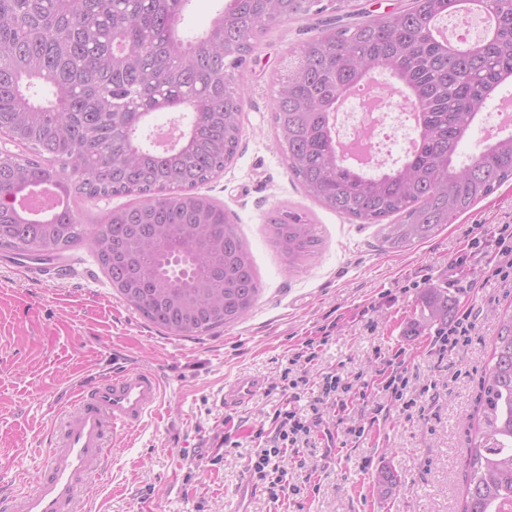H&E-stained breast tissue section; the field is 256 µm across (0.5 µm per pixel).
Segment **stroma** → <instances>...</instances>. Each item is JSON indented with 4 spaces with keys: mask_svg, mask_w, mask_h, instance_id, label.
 I'll return each instance as SVG.
<instances>
[{
    "mask_svg": "<svg viewBox=\"0 0 512 512\" xmlns=\"http://www.w3.org/2000/svg\"><path fill=\"white\" fill-rule=\"evenodd\" d=\"M324 19L273 26L241 71L245 99L235 160L198 191L234 217L262 291L241 321L202 336L168 333L117 295L89 245L67 252L63 280L24 279L0 257V474L23 476L24 489L51 446L54 429L81 384L110 375L115 358L156 370L159 410L112 447L92 479L80 512H234L237 485L260 426H271L286 401L282 372H305L310 388L325 374L367 381L368 402H355L331 429H362L346 448L287 458L299 501L272 502L256 490L250 512H461L468 473L463 452L478 423L481 379L492 366L495 311L512 309V282L494 279V248L472 243L481 227L493 236L512 225V181H506L455 223L403 254L385 252L374 224H360L306 195L275 146L271 102L289 50L318 34ZM309 215L321 240L300 269L287 270L265 226L269 210ZM439 285L455 312L474 309L467 343L438 352V329L423 322V294ZM313 346L309 363L294 357ZM400 354L418 397L435 384L436 403L402 410L383 388L385 362ZM241 376L262 386L246 406L224 413L220 389ZM239 447H225L226 426ZM402 479L384 494L378 468Z\"/></svg>",
    "mask_w": 512,
    "mask_h": 512,
    "instance_id": "1",
    "label": "stroma"
}]
</instances>
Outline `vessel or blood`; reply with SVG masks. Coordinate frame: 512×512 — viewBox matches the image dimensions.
<instances>
[{
	"label": "vessel or blood",
	"mask_w": 512,
	"mask_h": 512,
	"mask_svg": "<svg viewBox=\"0 0 512 512\" xmlns=\"http://www.w3.org/2000/svg\"><path fill=\"white\" fill-rule=\"evenodd\" d=\"M259 387L241 377L223 397L225 409L248 403ZM162 380L149 369L116 365L111 376L78 386L55 446L29 491H16L0 477V512H77L85 480L102 471L107 442H120L154 412Z\"/></svg>",
	"instance_id": "obj_1"
}]
</instances>
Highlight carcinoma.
Wrapping results in <instances>:
<instances>
[{"instance_id": "carcinoma-1", "label": "carcinoma", "mask_w": 512, "mask_h": 512, "mask_svg": "<svg viewBox=\"0 0 512 512\" xmlns=\"http://www.w3.org/2000/svg\"><path fill=\"white\" fill-rule=\"evenodd\" d=\"M188 0H0V133L25 148L0 152V250L49 264L86 239L77 199L134 195L95 225L90 241L121 298L159 328L198 336L242 320L260 281L237 224L196 188L231 164L241 139L244 93L237 79L256 41L276 23L331 11L357 14L356 0H228L208 30L184 38ZM458 0H415L343 28H325L289 51L272 102L276 146L304 191L360 224H378L382 245L401 254L431 239L512 180V133L457 163L477 115L512 83V0L483 4L494 32L455 51L431 34ZM420 105L414 149L370 175L339 156L332 113L374 73ZM188 110L185 139L161 154L137 134L146 118ZM54 182L67 207L27 221L14 200ZM271 242L288 270L320 244L304 213L275 207ZM428 321L448 326L439 288ZM494 365L482 381L480 436L466 449L464 512H512V312L497 317ZM375 485H399L382 467Z\"/></svg>"}]
</instances>
